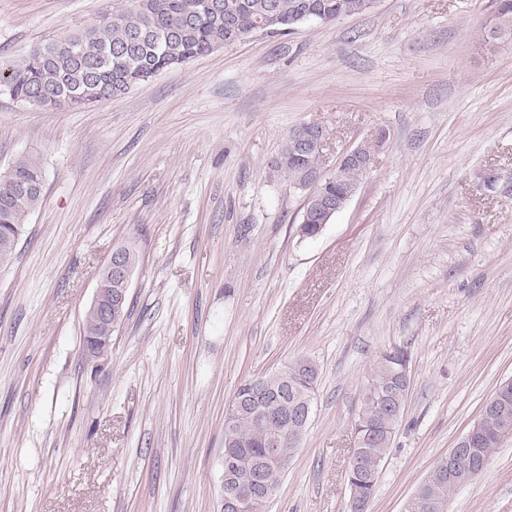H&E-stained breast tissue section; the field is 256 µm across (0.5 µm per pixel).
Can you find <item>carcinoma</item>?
<instances>
[{
	"label": "carcinoma",
	"instance_id": "carcinoma-1",
	"mask_svg": "<svg viewBox=\"0 0 512 512\" xmlns=\"http://www.w3.org/2000/svg\"><path fill=\"white\" fill-rule=\"evenodd\" d=\"M136 6L112 12L93 26L65 38L33 48L20 63L0 69V91L30 108L78 109L112 98L132 89L125 76L130 72L157 74L174 69L190 60L221 48L232 38L248 37L254 25L274 15L284 25L303 22L315 16L324 21L363 14L370 11L367 0H220V8L209 7L210 0H134ZM302 125L292 128L281 150V161L272 172L294 184L304 178L306 170L319 162L318 154L302 155L292 148L291 136ZM15 182H0V267L13 259L29 216L36 210L42 195L39 191H17L14 183L35 184L43 180L40 158L23 155L10 165ZM365 172L344 167L323 183L324 192L342 196L360 184ZM322 219L313 214L299 223V237L311 239L320 232ZM101 336V326L88 313L83 316L81 351L89 361L101 346L89 336ZM301 358L283 368L254 376L237 389L234 398L242 403L250 399L258 384L274 385L282 375L298 384L303 391L315 394L318 370L306 372ZM406 352L396 348L377 361L372 380L354 423L356 448L350 459L347 482L358 501L367 504L375 491L379 467L391 442L393 429L403 416L408 393L401 373L407 371ZM473 440L486 456H492L501 441L512 437V419L506 423L489 420L471 426ZM258 428L248 415L238 419L224 432V441L240 451L244 464L235 477L236 486L249 491L258 468L264 466L267 432ZM476 477L461 469L455 481L437 472L423 485L429 499L446 503L455 490Z\"/></svg>",
	"mask_w": 512,
	"mask_h": 512
}]
</instances>
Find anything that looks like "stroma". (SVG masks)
I'll return each mask as SVG.
<instances>
[{"label":"stroma","mask_w":512,"mask_h":512,"mask_svg":"<svg viewBox=\"0 0 512 512\" xmlns=\"http://www.w3.org/2000/svg\"><path fill=\"white\" fill-rule=\"evenodd\" d=\"M119 0H0V63ZM496 0H376L366 13L224 45L122 97L32 109L0 93V171L44 192L0 268V512H221L224 415L248 378L319 370L266 512H347L354 423L379 356L409 394L369 512L417 486L512 379V39ZM315 122L341 152L388 134L311 240L271 165ZM141 254L112 353L81 327L114 248ZM448 512H512V440ZM9 168L16 183L36 184L43 181L42 164L40 158L35 155L19 156L13 160ZM312 408V396L301 395L300 401L293 405L290 409V415L294 420V422L291 424V430L294 435V440L297 443L301 442L304 436L309 416L312 414Z\"/></svg>","instance_id":"35a3bbf8"}]
</instances>
